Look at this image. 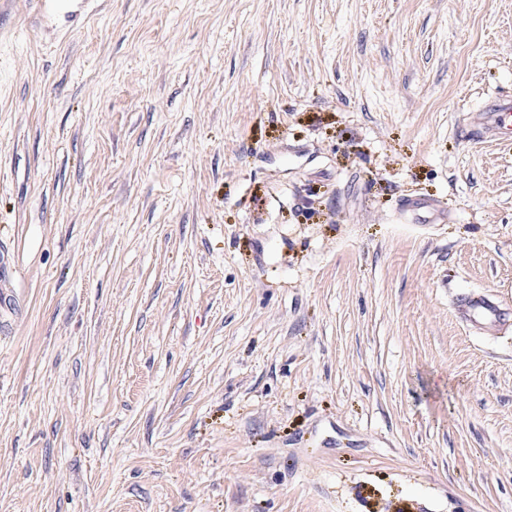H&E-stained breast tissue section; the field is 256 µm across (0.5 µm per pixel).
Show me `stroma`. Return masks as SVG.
Here are the masks:
<instances>
[{
	"mask_svg": "<svg viewBox=\"0 0 512 512\" xmlns=\"http://www.w3.org/2000/svg\"><path fill=\"white\" fill-rule=\"evenodd\" d=\"M501 94L512 0L0 12V512H512ZM466 126L473 142H511L512 94L492 98L482 112H469ZM400 209L410 222L416 224H442L447 220L445 213L431 200L425 198L402 200ZM459 322L475 333L493 335L512 326V308L494 295L471 291L455 305Z\"/></svg>",
	"mask_w": 512,
	"mask_h": 512,
	"instance_id": "obj_1",
	"label": "stroma"
}]
</instances>
